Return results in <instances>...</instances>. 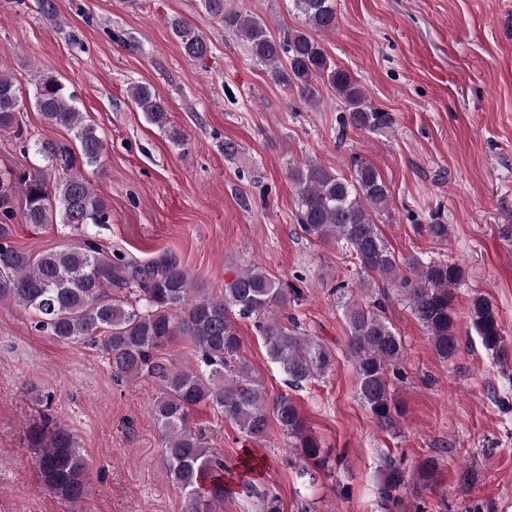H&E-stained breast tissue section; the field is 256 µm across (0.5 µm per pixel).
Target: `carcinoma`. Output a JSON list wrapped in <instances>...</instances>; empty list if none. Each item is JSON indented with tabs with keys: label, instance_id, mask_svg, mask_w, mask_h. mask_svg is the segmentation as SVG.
<instances>
[{
	"label": "carcinoma",
	"instance_id": "carcinoma-1",
	"mask_svg": "<svg viewBox=\"0 0 512 512\" xmlns=\"http://www.w3.org/2000/svg\"><path fill=\"white\" fill-rule=\"evenodd\" d=\"M202 2L208 15L246 44L285 94L312 106L320 102V89L330 88L341 103L336 117L340 134L349 129L375 134L393 126L392 114L369 103L365 90L325 51L321 34L336 29L333 0H293L303 28L276 35L264 21L224 7V0ZM169 28L186 56L197 61L208 57L210 41L197 27L173 19ZM34 98L45 120L75 132L76 149L32 141L16 130L25 151H33L40 164L18 175L0 176V301L32 313L33 328L46 336L99 343L117 375L147 378L160 388L151 410L164 437L168 472L185 492L184 512H214L232 492L224 477V460L188 427L190 412L200 404L216 409L252 439L264 438L273 419L294 441L299 458L325 466L327 452L293 399L269 398L261 379L238 355L241 337L236 320L249 319L289 385L300 388L329 372L330 352L302 333L295 317L286 312L300 298L301 289L253 264L225 284L224 293L213 295L195 287L175 260L163 258L142 266L119 252H103L89 227L110 223L111 212L80 169L100 166L104 139L84 123L76 95L55 77L42 78ZM131 98L150 123L183 144L180 131L170 125L166 103L150 86H133ZM20 104L13 78L0 69V129L14 126ZM290 177L302 231L352 252L359 272L366 276L360 285H369L375 277L403 291L438 356L452 358L459 347L454 290L465 279V269L439 257L395 256L375 220L391 206L390 189L377 168L355 157L350 174L343 175L311 160L291 168ZM19 194L24 208L18 215ZM17 216L37 227L61 224L76 239L55 251H21L11 241ZM424 220L417 225L419 233L437 243L448 241L449 226L440 211H429ZM340 298L360 399L380 428L391 429L400 412L392 399L390 373L396 372L403 357L402 339L381 300L364 305L345 293ZM469 317L486 350L506 352L498 313L488 298L473 295ZM177 336L188 341L196 364L177 367L159 357V349ZM28 441L43 484L63 501L83 499L88 462L69 430L45 417L29 426ZM437 469L433 458L421 462L417 475L423 487L432 488ZM404 484L401 462L387 458L380 488L384 507L395 501L394 493Z\"/></svg>",
	"mask_w": 512,
	"mask_h": 512
}]
</instances>
